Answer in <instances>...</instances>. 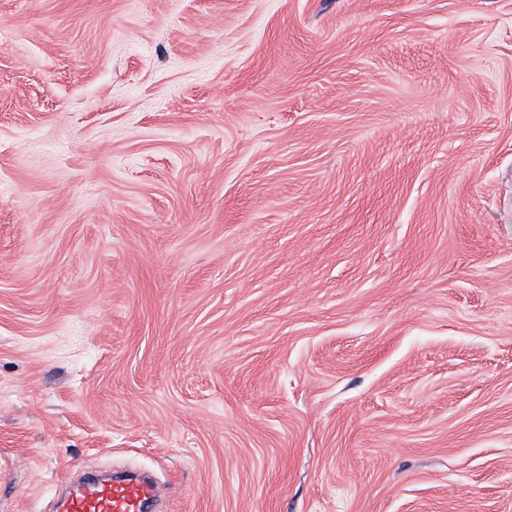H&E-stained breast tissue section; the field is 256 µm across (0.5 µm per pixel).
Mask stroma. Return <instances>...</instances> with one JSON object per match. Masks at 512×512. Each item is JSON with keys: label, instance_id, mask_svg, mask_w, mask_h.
<instances>
[{"label": "stroma", "instance_id": "obj_1", "mask_svg": "<svg viewBox=\"0 0 512 512\" xmlns=\"http://www.w3.org/2000/svg\"><path fill=\"white\" fill-rule=\"evenodd\" d=\"M512 512V0H0V512ZM74 488L63 512H145L163 489L137 477L96 480Z\"/></svg>", "mask_w": 512, "mask_h": 512}]
</instances>
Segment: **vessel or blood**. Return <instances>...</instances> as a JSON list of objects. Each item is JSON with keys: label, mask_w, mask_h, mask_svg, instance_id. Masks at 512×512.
Here are the masks:
<instances>
[{"label": "vessel or blood", "mask_w": 512, "mask_h": 512, "mask_svg": "<svg viewBox=\"0 0 512 512\" xmlns=\"http://www.w3.org/2000/svg\"><path fill=\"white\" fill-rule=\"evenodd\" d=\"M162 494L160 486L144 478L96 480L74 488L64 512H146Z\"/></svg>", "instance_id": "1"}]
</instances>
